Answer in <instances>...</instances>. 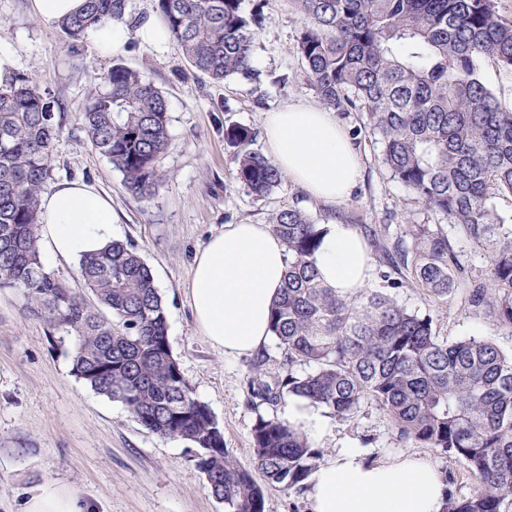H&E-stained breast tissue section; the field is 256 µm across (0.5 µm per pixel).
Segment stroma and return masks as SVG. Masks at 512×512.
<instances>
[{
  "label": "stroma",
  "mask_w": 512,
  "mask_h": 512,
  "mask_svg": "<svg viewBox=\"0 0 512 512\" xmlns=\"http://www.w3.org/2000/svg\"><path fill=\"white\" fill-rule=\"evenodd\" d=\"M263 17L253 47V77L214 82L187 68L176 43L158 51L133 37L119 56L101 52L89 40L74 48L56 24L35 16L31 0H0V45L15 51L18 70L38 71L65 114L45 191L63 180H80L111 198L117 219L113 238L134 245L151 267L180 369L223 429L230 454L248 468L254 465L251 429L257 415L285 417L287 404H258L249 381L253 356L224 355L196 331L185 292L194 253L225 225L267 224L288 207L321 224L344 223L359 232L371 228L392 240L405 235V211H413L418 224L440 221L414 210L407 190L382 163L380 146L358 110L336 115L355 133L363 163L346 202L316 201L287 179L270 195L257 197L235 180L225 126L251 128L252 147L262 152L264 113L296 102L319 104L293 50L302 30L293 0H266ZM117 62L145 72L167 101L170 146L160 160L167 178L147 202L127 193L121 174L92 150L83 131L81 108L94 76ZM390 294L408 310L430 316L441 338H487L512 350V333L469 312L459 295L440 299L408 286ZM345 440L376 459L420 454L447 473L450 496L472 491L464 461L422 444L404 445L374 404H362L353 419L334 420L331 435L318 446L329 456ZM196 453L189 443L146 430L124 405L77 380L69 359L53 347L45 322L26 314L23 294L0 288V512H25L27 500L48 482L71 490L88 512H224L195 467Z\"/></svg>",
  "instance_id": "stroma-1"
}]
</instances>
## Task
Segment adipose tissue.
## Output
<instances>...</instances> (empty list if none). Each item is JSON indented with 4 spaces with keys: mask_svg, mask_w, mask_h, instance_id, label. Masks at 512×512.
Here are the masks:
<instances>
[{
    "mask_svg": "<svg viewBox=\"0 0 512 512\" xmlns=\"http://www.w3.org/2000/svg\"><path fill=\"white\" fill-rule=\"evenodd\" d=\"M264 139L280 171L307 194L336 204L350 195L361 160L333 113L291 104L266 113ZM44 257L80 259L112 239V200L84 182H63L41 200ZM288 266L284 242L265 224H228L193 257L187 297L197 331L225 355L265 348L272 303ZM315 266L342 294L364 287L371 259L364 240L347 224L327 225ZM311 512H442L443 476L417 455L370 459L358 448L337 449L307 481ZM26 512H85L67 488L48 482Z\"/></svg>",
    "mask_w": 512,
    "mask_h": 512,
    "instance_id": "obj_1",
    "label": "adipose tissue"
}]
</instances>
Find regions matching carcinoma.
Masks as SVG:
<instances>
[{"label":"carcinoma","instance_id":"carcinoma-1","mask_svg":"<svg viewBox=\"0 0 512 512\" xmlns=\"http://www.w3.org/2000/svg\"><path fill=\"white\" fill-rule=\"evenodd\" d=\"M188 67L214 81L253 74L260 13L243 0H154ZM303 28L294 46L304 78L323 106L360 108L381 144L382 162L422 210L448 220L407 223V239L371 234L379 263L407 284L464 303L512 333V224L493 199L512 196V107L478 74L491 60L512 70V20L497 0H293ZM126 0H86L58 22L76 46ZM33 72L0 81V288L21 291L28 315L68 345L73 375L125 405L161 437L198 449L197 469L224 512H264L269 489L300 491L323 450L291 423L258 415L252 427L259 483L224 444V432L184 378L169 340L163 298L151 268L132 245L114 240L79 259L74 287L48 271L40 250V201L52 176L63 113ZM92 148L118 171L126 190L150 201L166 178L167 102L143 72L115 64L97 74L83 108ZM254 132L224 129L234 148L235 179L256 196L283 175L251 149ZM272 231L286 244L288 268L270 329L284 373L264 380V358L250 384L261 401L303 397L339 420L364 401L390 418L404 444H424L463 460L473 491L447 498L442 512H505L512 506V351L488 339L439 338L433 320L380 289L341 296L318 276L313 257L323 229L309 214L284 208ZM483 256L463 265L451 237ZM314 370L293 372L296 363Z\"/></svg>","mask_w":512,"mask_h":512}]
</instances>
